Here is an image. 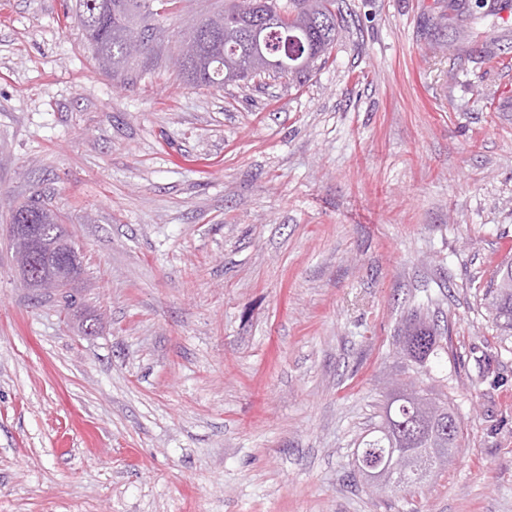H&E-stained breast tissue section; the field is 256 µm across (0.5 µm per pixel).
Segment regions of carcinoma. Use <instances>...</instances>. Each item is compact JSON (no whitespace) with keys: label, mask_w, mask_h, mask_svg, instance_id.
I'll list each match as a JSON object with an SVG mask.
<instances>
[{"label":"carcinoma","mask_w":512,"mask_h":512,"mask_svg":"<svg viewBox=\"0 0 512 512\" xmlns=\"http://www.w3.org/2000/svg\"><path fill=\"white\" fill-rule=\"evenodd\" d=\"M144 0H75L74 14L85 33L92 59L104 71L116 74L125 69L130 56L126 53L129 37L139 35ZM294 12L288 28L273 22L271 9L260 0H225L224 8L208 17L200 31L195 52L178 63L183 78L198 86L222 88L225 70L235 66L244 72L257 68L247 53L246 39L251 29H262L270 56L284 52L285 30L304 31L300 51L309 62L290 69L286 76L300 78L319 64H326L340 31L344 27L336 0H275ZM15 224H42L44 253L62 257L72 263L81 261L75 246L60 230L56 215L45 205L34 201L18 207L12 215ZM487 308L498 329L512 337V263L498 268L494 287L487 298ZM401 352L410 362L421 386L417 395L401 399V392L387 395L380 420L362 437L356 448V459L375 462L385 458L393 448L404 449L412 459L405 472H393L378 485L387 493H411L418 484L442 470L445 458H451L461 446L462 431L454 405L438 385L428 381L427 363L441 358L445 352L442 337L436 330L412 315Z\"/></svg>","instance_id":"carcinoma-1"}]
</instances>
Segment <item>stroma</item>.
<instances>
[{"mask_svg": "<svg viewBox=\"0 0 512 512\" xmlns=\"http://www.w3.org/2000/svg\"><path fill=\"white\" fill-rule=\"evenodd\" d=\"M344 0L301 80L189 84L185 0L125 71L64 0H0V512H512V9ZM41 194L81 250L38 295L9 224ZM461 446L415 493L355 475L410 315ZM490 290L487 308L498 329L512 337V263L501 265Z\"/></svg>", "mask_w": 512, "mask_h": 512, "instance_id": "stroma-1", "label": "stroma"}]
</instances>
